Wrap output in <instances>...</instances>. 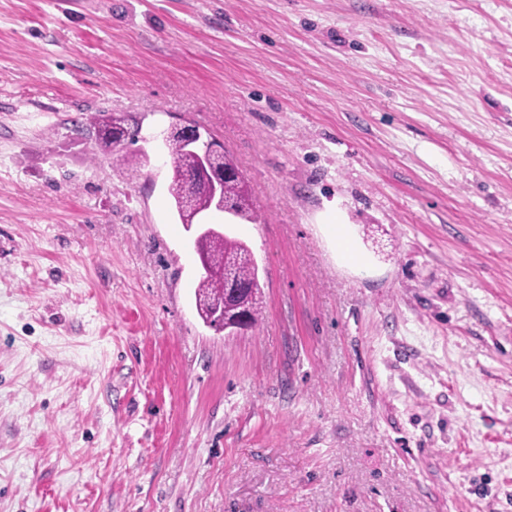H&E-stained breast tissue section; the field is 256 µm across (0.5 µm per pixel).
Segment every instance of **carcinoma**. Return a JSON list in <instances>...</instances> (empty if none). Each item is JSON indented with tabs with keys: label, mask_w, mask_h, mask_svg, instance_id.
I'll use <instances>...</instances> for the list:
<instances>
[{
	"label": "carcinoma",
	"mask_w": 512,
	"mask_h": 512,
	"mask_svg": "<svg viewBox=\"0 0 512 512\" xmlns=\"http://www.w3.org/2000/svg\"><path fill=\"white\" fill-rule=\"evenodd\" d=\"M97 137V146L103 151L116 152L115 142L134 145L140 139L141 129L131 127L125 117L102 111L92 121ZM168 153L180 169V174L172 177L168 193L180 223L188 224L189 217L184 211L187 197L193 198L194 207L204 214L213 208L212 198L201 174L199 155L188 149L179 139L169 140ZM224 199L232 202L233 216L252 221L254 212L245 180L237 176L224 179ZM195 249L208 266V272L200 280L195 291L196 308L202 320H207L211 305L224 301V277L239 284L250 286L251 291L244 297L249 309V327H254L262 314L258 266L243 242L220 231H204L195 239ZM226 302V301H224ZM228 312L236 310V304L226 302Z\"/></svg>",
	"instance_id": "1"
}]
</instances>
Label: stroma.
<instances>
[{
  "instance_id": "1",
  "label": "stroma",
  "mask_w": 512,
  "mask_h": 512,
  "mask_svg": "<svg viewBox=\"0 0 512 512\" xmlns=\"http://www.w3.org/2000/svg\"><path fill=\"white\" fill-rule=\"evenodd\" d=\"M183 122L254 328L197 313ZM0 512H512V0H0ZM96 132L97 146L102 151L120 153L121 149L116 148L115 142L122 141L124 145H135L140 139L141 129L139 126L130 127L125 117L114 113L99 112L92 121ZM174 128L179 131L172 137H182L185 144L179 138H172L167 145L169 155L180 169V174H173L168 186V193L173 201L180 223L190 226L188 214L184 211V203L188 196H192L194 207L201 215L213 208L211 195L204 181V176L201 174V163L208 167L213 154L220 151V146L212 139L204 140L199 127L194 125H177ZM203 143L209 144L210 149H202ZM195 151H199L200 158ZM186 175H195L197 177L196 182L193 184L188 182ZM213 197L215 201V208L219 211H228L229 207L225 204L224 199L232 202L233 216L247 220L255 221L254 212L250 203V198L247 186L242 176L239 179L236 175L224 178V192L218 182L213 184Z\"/></svg>"
}]
</instances>
